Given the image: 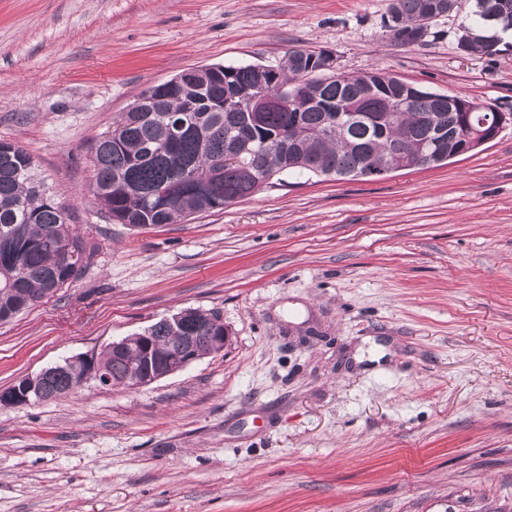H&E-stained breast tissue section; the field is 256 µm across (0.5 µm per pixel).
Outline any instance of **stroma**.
Returning a JSON list of instances; mask_svg holds the SVG:
<instances>
[{
  "instance_id": "35a3bbf8",
  "label": "stroma",
  "mask_w": 512,
  "mask_h": 512,
  "mask_svg": "<svg viewBox=\"0 0 512 512\" xmlns=\"http://www.w3.org/2000/svg\"><path fill=\"white\" fill-rule=\"evenodd\" d=\"M389 0H0V139L94 254L0 322V390L181 310L229 341L137 389L0 408V512H512V126L371 180L283 176L223 210L134 228L89 192L96 141L147 87L328 50L512 112V51L422 44Z\"/></svg>"
}]
</instances>
